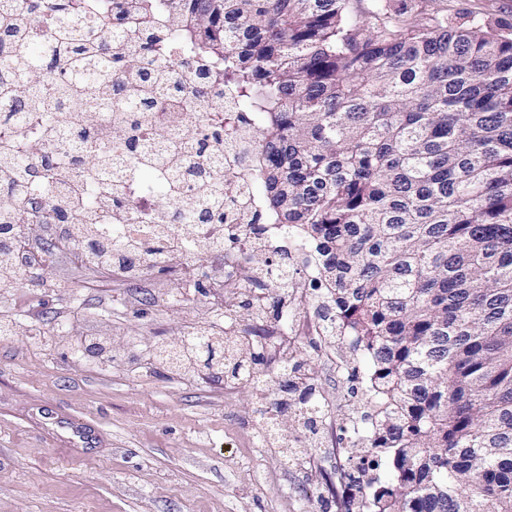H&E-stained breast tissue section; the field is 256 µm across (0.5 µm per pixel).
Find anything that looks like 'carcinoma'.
<instances>
[{"mask_svg": "<svg viewBox=\"0 0 512 512\" xmlns=\"http://www.w3.org/2000/svg\"><path fill=\"white\" fill-rule=\"evenodd\" d=\"M168 30L129 52L112 15L86 17L75 0H0V44L25 65L0 63V99L21 97V128L38 122L80 167L112 175V156L157 180L160 214L193 154L157 162L112 130L96 143L85 112H159L171 106L138 56L172 39L206 62L167 56L186 103L222 112L224 89L253 121L266 219L300 230L314 249L326 300L324 337H352L370 360L362 455L341 469L344 512H512V37L448 25L426 8L373 0L370 20L348 0H162ZM141 20L157 0H109ZM54 158L0 140V193L22 204L16 224L58 212L26 207L51 184L91 204L96 186L58 175ZM224 206L209 188L187 215ZM208 369L251 362L217 333L179 354Z\"/></svg>", "mask_w": 512, "mask_h": 512, "instance_id": "carcinoma-1", "label": "carcinoma"}]
</instances>
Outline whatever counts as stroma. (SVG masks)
Here are the masks:
<instances>
[{
    "label": "stroma",
    "instance_id": "1",
    "mask_svg": "<svg viewBox=\"0 0 512 512\" xmlns=\"http://www.w3.org/2000/svg\"><path fill=\"white\" fill-rule=\"evenodd\" d=\"M428 7L454 26L474 19L512 26V0H429ZM268 257L287 262L292 276L297 361L312 374L321 406L313 427L279 385L263 393L197 367L177 375L152 360L157 347L182 345L197 325L223 329L229 307L259 355L254 371L270 377L271 340L246 307L266 285L253 257L242 260L220 300L206 254L191 260V272L153 267L126 286L112 274L81 272L62 252L41 287H0V324L12 330L0 336V512H340L336 473L353 454L347 370H367L368 360L350 343L336 347L304 332L318 318L305 259L287 244ZM90 336L104 337L103 362L73 351ZM267 401L301 461L257 436ZM70 419L90 429L75 453L59 427Z\"/></svg>",
    "mask_w": 512,
    "mask_h": 512
}]
</instances>
